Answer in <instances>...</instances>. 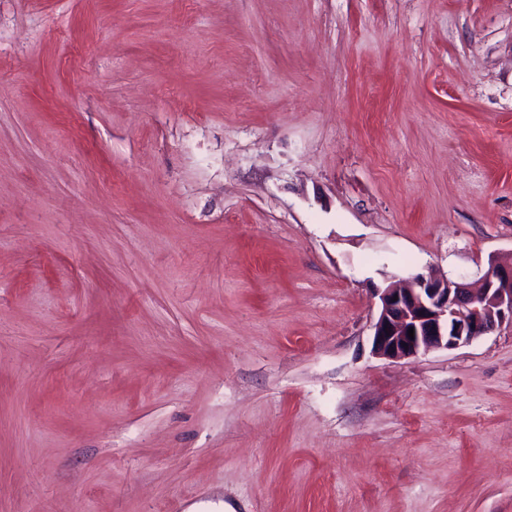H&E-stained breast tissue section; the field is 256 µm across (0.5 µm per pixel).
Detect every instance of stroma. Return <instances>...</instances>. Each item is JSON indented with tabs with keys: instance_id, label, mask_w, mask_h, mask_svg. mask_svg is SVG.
<instances>
[{
	"instance_id": "35a3bbf8",
	"label": "stroma",
	"mask_w": 512,
	"mask_h": 512,
	"mask_svg": "<svg viewBox=\"0 0 512 512\" xmlns=\"http://www.w3.org/2000/svg\"><path fill=\"white\" fill-rule=\"evenodd\" d=\"M512 0H0V512H512ZM379 300L372 326L376 355L402 360L457 349L503 325L512 327V256L492 258L475 287L416 274L379 289Z\"/></svg>"
}]
</instances>
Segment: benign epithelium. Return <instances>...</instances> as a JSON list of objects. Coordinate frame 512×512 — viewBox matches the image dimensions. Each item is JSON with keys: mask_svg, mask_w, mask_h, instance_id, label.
Listing matches in <instances>:
<instances>
[{"mask_svg": "<svg viewBox=\"0 0 512 512\" xmlns=\"http://www.w3.org/2000/svg\"><path fill=\"white\" fill-rule=\"evenodd\" d=\"M379 300L372 339L376 355L402 360L457 349L503 325L512 327V256L492 258L474 287L416 274L379 289Z\"/></svg>", "mask_w": 512, "mask_h": 512, "instance_id": "1", "label": "benign epithelium"}]
</instances>
